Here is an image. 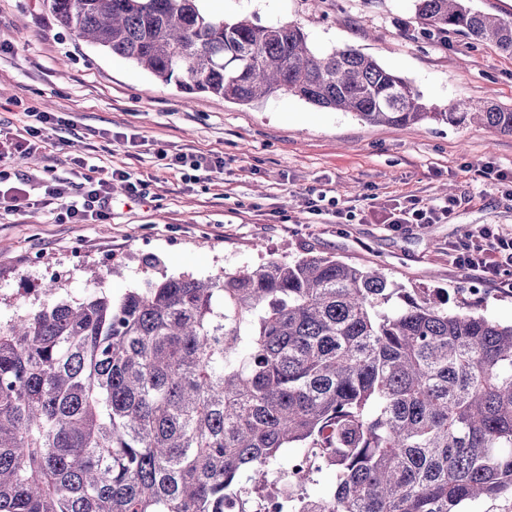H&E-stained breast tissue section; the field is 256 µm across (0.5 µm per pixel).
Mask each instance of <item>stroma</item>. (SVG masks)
<instances>
[{"label":"stroma","mask_w":512,"mask_h":512,"mask_svg":"<svg viewBox=\"0 0 512 512\" xmlns=\"http://www.w3.org/2000/svg\"><path fill=\"white\" fill-rule=\"evenodd\" d=\"M223 2L198 7L227 21L298 25L314 50L356 49L440 106L512 107V54L412 27L414 0ZM0 43L9 47L0 55V133H23L39 112L61 119L16 165L26 177L22 210L0 208V322L43 303L39 287L54 272L59 298L79 301L101 288L118 298L165 276L200 279L309 254L381 268L399 287L465 299L512 322V273L501 287L448 263L449 245L467 232L512 230V135L480 124H370L287 94L250 105L188 98L62 28L50 0H0ZM182 153L217 164L169 167L167 157ZM85 162L127 170L140 196L119 188L111 219L53 223L40 199L55 179L81 183ZM446 186L449 222L389 228L391 214L443 200ZM322 191L335 207L309 213ZM112 266L119 275L100 280Z\"/></svg>","instance_id":"obj_1"}]
</instances>
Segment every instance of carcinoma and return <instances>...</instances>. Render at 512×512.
Returning a JSON list of instances; mask_svg holds the SVG:
<instances>
[{
    "instance_id": "obj_1",
    "label": "carcinoma",
    "mask_w": 512,
    "mask_h": 512,
    "mask_svg": "<svg viewBox=\"0 0 512 512\" xmlns=\"http://www.w3.org/2000/svg\"><path fill=\"white\" fill-rule=\"evenodd\" d=\"M59 24L185 94H279L371 124L477 120L360 52L318 54L301 27L214 19L197 0H50ZM427 29L512 53V22L415 0ZM49 300L0 323V512H461L512 504V324L395 288L332 256L165 277L120 298ZM331 470L335 482L306 486ZM252 488H247L243 480Z\"/></svg>"
}]
</instances>
